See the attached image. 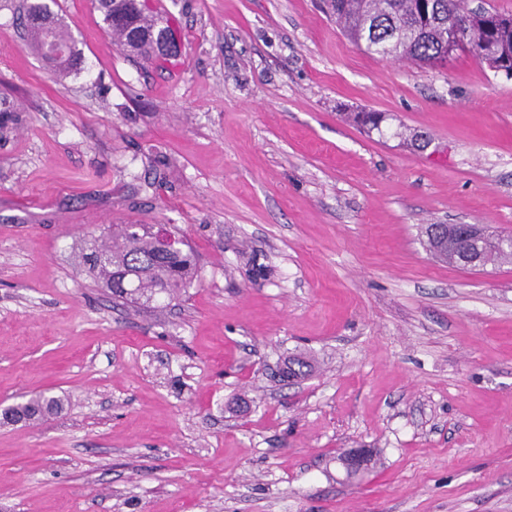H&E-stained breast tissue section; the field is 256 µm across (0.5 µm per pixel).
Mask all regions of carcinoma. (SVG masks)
<instances>
[{
	"mask_svg": "<svg viewBox=\"0 0 512 512\" xmlns=\"http://www.w3.org/2000/svg\"><path fill=\"white\" fill-rule=\"evenodd\" d=\"M104 21L115 44L149 61L168 60L181 52L176 32L149 14L148 0H98ZM327 12L343 32L364 37L366 51L390 53L398 60L429 64L448 51L451 26L463 28L464 39L477 58L493 54L496 74L512 79V15L484 7L473 9L468 0H324ZM38 53L54 45L65 53L44 56L67 71L77 65L75 40L63 17L54 14L43 0H28L17 17ZM512 250L489 246L480 254L486 266L511 260ZM76 264L107 288L116 300L149 305L163 296L172 301L195 285L198 264L191 249L161 256L151 224H114L98 237L80 241L74 249ZM311 362L293 358L283 370L285 377L304 378ZM61 400L41 394L10 408L13 417L26 423L58 412Z\"/></svg>",
	"mask_w": 512,
	"mask_h": 512,
	"instance_id": "carcinoma-1",
	"label": "carcinoma"
}]
</instances>
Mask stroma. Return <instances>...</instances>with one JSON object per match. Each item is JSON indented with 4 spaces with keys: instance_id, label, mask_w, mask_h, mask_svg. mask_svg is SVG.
I'll list each match as a JSON object with an SVG mask.
<instances>
[{
    "instance_id": "1",
    "label": "stroma",
    "mask_w": 512,
    "mask_h": 512,
    "mask_svg": "<svg viewBox=\"0 0 512 512\" xmlns=\"http://www.w3.org/2000/svg\"><path fill=\"white\" fill-rule=\"evenodd\" d=\"M320 5L153 0L182 35L160 69L96 0H53L66 72L0 0V409L63 403L0 423V512H512V263L423 243L512 234V79L367 53ZM134 223L192 247L179 299L122 304L74 264ZM449 238L457 239L462 245V251L459 266L462 268H472L477 262V254L487 244L498 247H509L512 244V237L509 235H498L492 238L488 235L487 230L480 224H448ZM495 246H488L480 254V262L482 267L488 264H496L502 260L512 259V250L502 251ZM61 408L62 402L58 397L41 394L33 396L25 403L10 408V412L14 418L24 420L25 423H31L57 413Z\"/></svg>"
}]
</instances>
